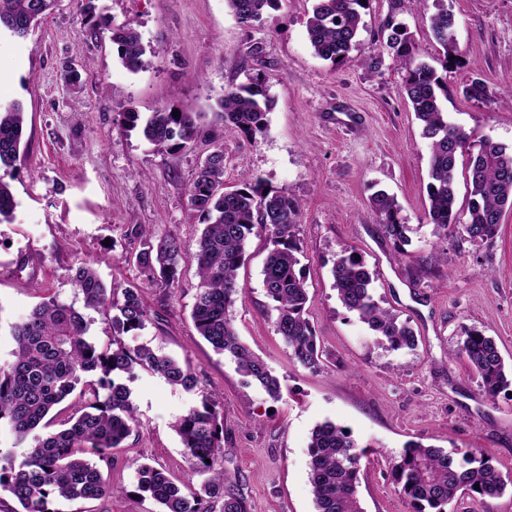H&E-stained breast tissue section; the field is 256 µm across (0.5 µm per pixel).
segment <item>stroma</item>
Returning <instances> with one entry per match:
<instances>
[{
    "mask_svg": "<svg viewBox=\"0 0 512 512\" xmlns=\"http://www.w3.org/2000/svg\"><path fill=\"white\" fill-rule=\"evenodd\" d=\"M456 20L460 64L445 74L449 122L471 138L512 147V0H445ZM114 25L133 24L146 50L138 72L124 68L109 35L90 41L77 0H57L27 40H0V102L25 112L27 154L10 184L17 206L0 223V362L13 348L10 326L41 296L82 310L89 334L107 345L101 313L85 307L68 269L92 264L107 286H141L162 323H148L128 346L147 345L194 371L202 388L224 401V468L249 512H315L308 444L326 421L349 429L372 452L361 461L364 512H412L395 489L392 465L408 441L448 451L480 449L512 476V387L487 398L458 354L465 330L492 336L512 364V209L493 239L473 243L439 233L428 219L430 145L403 93L406 72L384 54L378 72L351 59L314 55L306 22L313 0H281L249 31L225 0H98ZM430 10L402 0H370L359 40L369 47L388 17L405 24L418 61L440 67ZM263 42L262 76L272 99L266 126L252 136L224 130V181L262 180L298 205V237L309 300L306 313L323 350V370L294 362L272 319L262 268L265 242L250 238L239 271L243 292L233 308L240 340L279 379L280 398L246 384L230 357L198 336L191 319L198 278L185 255L172 288L144 283L124 260L128 226H153L194 242L202 226L187 190L210 151L156 152L139 130L119 128L121 112L162 107L211 112L231 85L248 81L250 45ZM80 85L62 79L66 63ZM480 77L494 90L483 102L462 89ZM393 195L404 238H388L370 200ZM352 247L377 279L378 303L414 331V348L391 349L338 300L332 266ZM435 252L432 263L419 255ZM140 428L104 467L120 491L60 512H158L135 491L136 469L149 463L180 481L192 474L173 425L196 394L140 372L132 384Z\"/></svg>",
    "mask_w": 512,
    "mask_h": 512,
    "instance_id": "1",
    "label": "stroma"
}]
</instances>
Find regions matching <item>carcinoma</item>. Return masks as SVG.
Segmentation results:
<instances>
[{
	"label": "carcinoma",
	"mask_w": 512,
	"mask_h": 512,
	"mask_svg": "<svg viewBox=\"0 0 512 512\" xmlns=\"http://www.w3.org/2000/svg\"><path fill=\"white\" fill-rule=\"evenodd\" d=\"M87 18L89 34L110 33L118 58L131 72L144 65L145 54L138 31L129 24L112 25L98 11L94 0H77ZM236 21L254 26L279 0H225ZM369 0H315L307 19V38L313 53L326 61L346 60L358 44L364 28L362 10ZM55 0H0V36L8 33L26 39L51 13ZM417 7L433 6V34L443 49V69L457 62L455 18L444 0H409ZM380 46L373 47L362 64L376 72L382 50L399 60L407 75L404 94L430 141L429 220L438 231L460 235L471 242L493 238L505 206L512 207V150L485 139L478 143L448 121L442 99L447 83L432 66L416 62L417 51L407 29L390 17L380 29ZM469 100L490 98L489 85L481 78L463 89ZM211 126L234 127L251 135L265 126L272 107L264 80L224 90ZM202 115L163 108L147 116L130 111L120 114V125L142 128L146 140L158 152L192 149L204 125ZM25 113L17 103L0 106V222L16 208L10 183L21 159ZM214 146L200 162L187 191V200L203 225L194 243L197 275L192 320L199 336L214 351L229 355L246 379L272 397L280 393L279 380L264 360L239 339L232 311L242 293L239 270L250 236H265L268 253L263 265V285L275 312L276 332L293 358L304 368H322V351L313 324L306 316L308 291L302 274L298 239L299 209L288 195L265 190L257 181L241 187L224 183V143L212 135ZM468 156L471 186L467 212L457 209L458 159ZM372 211L386 236L404 238L405 225L398 220L393 196L378 192ZM130 250L126 259L135 264L146 281L172 286L189 245L176 233L157 235L147 225L125 232ZM334 288L342 305L358 315L370 330L393 349L413 348L412 329L374 300L375 272L355 251L345 248L332 267ZM73 287L84 305L103 313L112 329V343L99 346L88 336L83 314L55 297L42 298L31 312L11 325L12 359L0 363V432L22 448L21 458L0 453V491L20 505L19 512H58L59 501L84 502L112 497L116 489L107 481L93 458L108 460L139 425L129 382L140 370L156 374L188 392L200 393L198 405L174 423L190 469L205 476L198 485H178L162 468L143 463L137 469L136 491L161 505L160 512H249L246 499L235 490L231 476L219 460L224 458V405L220 397L200 389L190 368L147 345L127 346L123 337L134 336L152 320L151 309L138 287L108 288L96 269L80 262L69 268ZM459 355L481 380L489 398L512 386V366L505 367L494 339L469 329L459 342ZM80 405L65 417L62 429L47 432L46 418L61 414V405L74 393ZM367 449L333 422L316 426L309 443V478L316 512H364L358 496L360 462ZM399 492L413 512H448V505L462 492L471 497L496 498L512 482L484 459L475 448L463 453L410 442L393 466Z\"/></svg>",
	"instance_id": "1"
}]
</instances>
